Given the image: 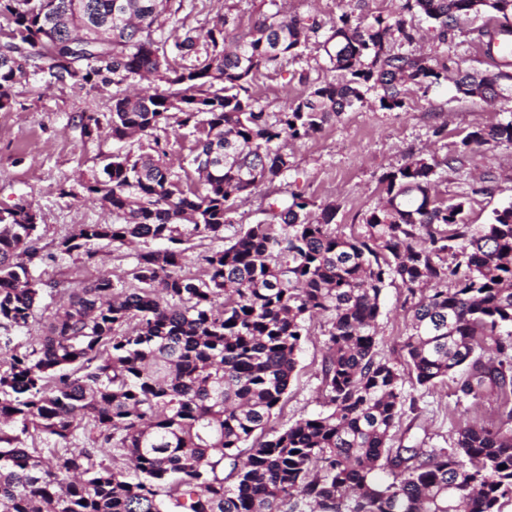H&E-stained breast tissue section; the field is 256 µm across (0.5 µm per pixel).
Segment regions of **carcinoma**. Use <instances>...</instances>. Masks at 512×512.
Wrapping results in <instances>:
<instances>
[{
    "label": "carcinoma",
    "instance_id": "obj_1",
    "mask_svg": "<svg viewBox=\"0 0 512 512\" xmlns=\"http://www.w3.org/2000/svg\"><path fill=\"white\" fill-rule=\"evenodd\" d=\"M318 43L339 79L267 112L252 94L265 72L296 60L315 18L262 13L242 30L220 8L203 34L172 39L163 20L183 0H0V111L33 77L46 87L112 86V139L153 137L151 152L115 155L83 183L120 223L80 224L60 255L94 262L95 246L154 242L131 283L106 275L34 276L38 224L28 205L0 210V512H503L512 502V204L467 224L463 196L441 198L439 166L512 145V121L469 132L458 155L411 159L382 177V194L350 235L337 206L301 194L268 202L266 218L201 255L205 277L181 273L190 237L222 240L237 199L282 182L283 142L378 92L401 110L412 87L448 79L437 53H399L410 17L455 36L461 17L490 11L477 30L495 71L457 69L465 98L493 100L512 83V0H399L369 17L348 0ZM164 89L131 94L137 80ZM196 134L193 187L165 162L158 132ZM412 300L401 356L424 388L460 374L456 390L500 403L498 421L466 425L439 450L394 447L405 414L403 374L377 358L383 290ZM55 308L40 336L44 296ZM326 318L325 410L282 429L281 408L303 337ZM230 466L224 474V465Z\"/></svg>",
    "mask_w": 512,
    "mask_h": 512
}]
</instances>
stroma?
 <instances>
[{
    "instance_id": "stroma-1",
    "label": "stroma",
    "mask_w": 512,
    "mask_h": 512,
    "mask_svg": "<svg viewBox=\"0 0 512 512\" xmlns=\"http://www.w3.org/2000/svg\"><path fill=\"white\" fill-rule=\"evenodd\" d=\"M486 15L461 20L453 42L439 43L432 23L414 20L416 43L439 48L449 70L462 67L485 71L489 61L474 36ZM307 72L314 81L336 79L322 53L313 51L302 60L266 72L253 86V94L267 111H280L286 102L303 97L308 87L299 80ZM113 89L109 86L85 91L71 86L44 89L32 80L14 87L10 110L0 112V209L27 203L37 214L41 259L34 267L42 279H73L76 257L60 256L55 242L80 224H112L111 211L89 198L83 182L100 173L114 155L136 156L149 150V137L113 140L107 131L85 136L79 125L84 112L109 114ZM512 120V89L492 102L462 97L453 82L422 91L411 89L402 112L380 109L377 99L354 112L332 118L313 137L291 141L286 146L292 167L276 188L278 196L298 192L319 202H336L335 228L343 234L357 228L364 212L377 203L380 179L404 164L409 157L428 159L451 156L463 135L478 127ZM442 136H434L436 128ZM491 178L493 195L473 193L482 178ZM435 181L442 197L468 195L464 220L488 223L495 209L512 203V145L502 144L483 155L468 158L454 170L439 167ZM135 247L100 245L91 275L129 280ZM407 292L401 284L387 286L378 318L379 356L402 363L399 348L407 334ZM322 321H314L302 344L296 371L288 386L282 409L271 425L281 429L322 409L321 362L325 352ZM407 399L416 411L406 413L396 430L395 443L427 450L449 447L455 432L468 424L496 419L495 398L460 397L454 381L425 389L404 382Z\"/></svg>"
}]
</instances>
